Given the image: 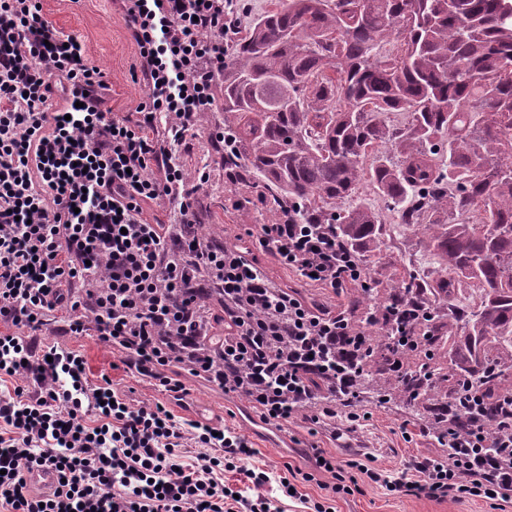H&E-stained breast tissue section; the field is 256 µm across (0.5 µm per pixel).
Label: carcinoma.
<instances>
[{"mask_svg": "<svg viewBox=\"0 0 512 512\" xmlns=\"http://www.w3.org/2000/svg\"><path fill=\"white\" fill-rule=\"evenodd\" d=\"M220 93L246 180L299 203V220L336 225L359 252L380 245L378 212L354 201L367 175L439 257L440 275L392 279L360 302L439 307L432 357L400 354L399 378L375 357L364 390L421 421L448 393L450 363L489 393L512 389V0H277L234 40ZM466 281L480 300L460 309Z\"/></svg>", "mask_w": 512, "mask_h": 512, "instance_id": "1", "label": "carcinoma"}]
</instances>
